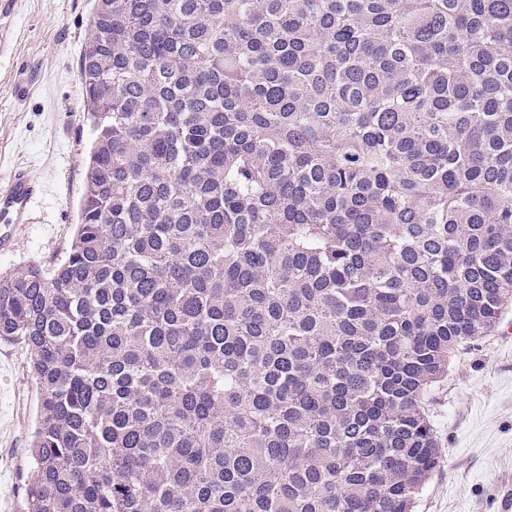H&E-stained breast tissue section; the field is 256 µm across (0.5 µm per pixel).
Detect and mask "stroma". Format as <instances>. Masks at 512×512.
Returning a JSON list of instances; mask_svg holds the SVG:
<instances>
[{"label": "stroma", "mask_w": 512, "mask_h": 512, "mask_svg": "<svg viewBox=\"0 0 512 512\" xmlns=\"http://www.w3.org/2000/svg\"><path fill=\"white\" fill-rule=\"evenodd\" d=\"M92 0H0V187L27 167L44 186L0 275L52 269L78 222L89 129L80 59ZM40 390L23 343H0V512H24ZM425 411L441 458L414 512H512V304L458 353Z\"/></svg>", "instance_id": "35a3bbf8"}]
</instances>
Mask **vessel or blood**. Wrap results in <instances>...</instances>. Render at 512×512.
Masks as SVG:
<instances>
[{
	"mask_svg": "<svg viewBox=\"0 0 512 512\" xmlns=\"http://www.w3.org/2000/svg\"><path fill=\"white\" fill-rule=\"evenodd\" d=\"M42 191L26 168H16L5 188L0 189V251L11 250L19 231L30 221V206Z\"/></svg>",
	"mask_w": 512,
	"mask_h": 512,
	"instance_id": "vessel-or-blood-1",
	"label": "vessel or blood"
}]
</instances>
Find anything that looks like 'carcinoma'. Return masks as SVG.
Masks as SVG:
<instances>
[{"label": "carcinoma", "instance_id": "carcinoma-1", "mask_svg": "<svg viewBox=\"0 0 512 512\" xmlns=\"http://www.w3.org/2000/svg\"><path fill=\"white\" fill-rule=\"evenodd\" d=\"M80 74L26 512H412L512 302V0H94Z\"/></svg>", "mask_w": 512, "mask_h": 512}]
</instances>
